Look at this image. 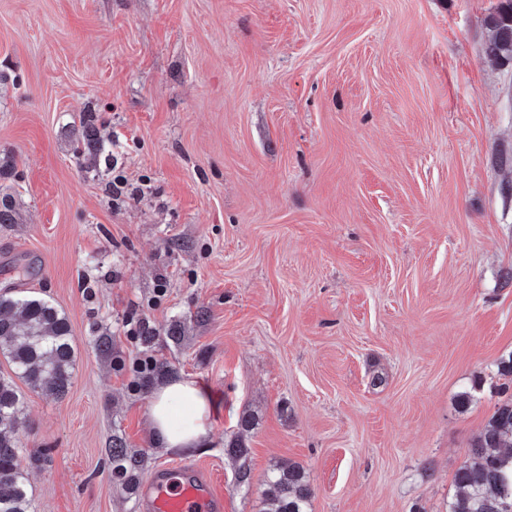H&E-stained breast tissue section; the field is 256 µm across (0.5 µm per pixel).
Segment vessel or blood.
<instances>
[{
  "mask_svg": "<svg viewBox=\"0 0 512 512\" xmlns=\"http://www.w3.org/2000/svg\"><path fill=\"white\" fill-rule=\"evenodd\" d=\"M143 512H224V495L196 467L163 466L141 494Z\"/></svg>",
  "mask_w": 512,
  "mask_h": 512,
  "instance_id": "vessel-or-blood-1",
  "label": "vessel or blood"
}]
</instances>
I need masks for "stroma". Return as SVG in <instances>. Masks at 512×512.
Returning a JSON list of instances; mask_svg holds the SVG:
<instances>
[{
  "instance_id": "1",
  "label": "stroma",
  "mask_w": 512,
  "mask_h": 512,
  "mask_svg": "<svg viewBox=\"0 0 512 512\" xmlns=\"http://www.w3.org/2000/svg\"><path fill=\"white\" fill-rule=\"evenodd\" d=\"M497 4L0 0V292L52 303L75 348L65 395L24 393L32 512H142L112 479L117 437L140 482L205 467L224 512H260L283 460L312 512H446L512 352ZM171 377L209 393L205 447L152 443ZM225 454L234 462H240L238 468L235 470V480L239 486L250 485V470L247 467V460L250 454V449L241 438H235L228 442L227 447L224 448Z\"/></svg>"
}]
</instances>
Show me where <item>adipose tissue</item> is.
I'll return each instance as SVG.
<instances>
[{
	"instance_id": "1",
	"label": "adipose tissue",
	"mask_w": 512,
	"mask_h": 512,
	"mask_svg": "<svg viewBox=\"0 0 512 512\" xmlns=\"http://www.w3.org/2000/svg\"><path fill=\"white\" fill-rule=\"evenodd\" d=\"M210 408L207 397L194 381L171 379L152 392L148 417L157 445L168 450L188 451L207 438Z\"/></svg>"
}]
</instances>
